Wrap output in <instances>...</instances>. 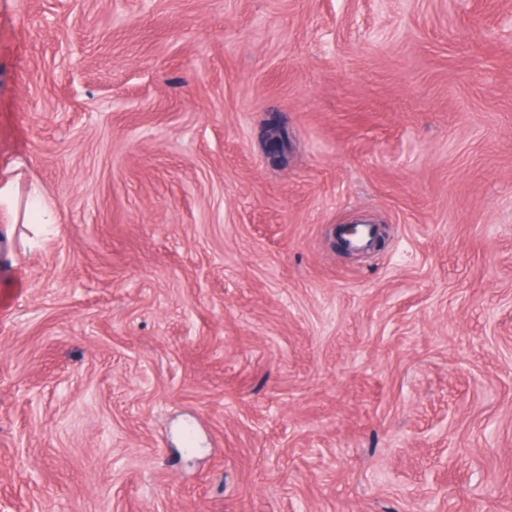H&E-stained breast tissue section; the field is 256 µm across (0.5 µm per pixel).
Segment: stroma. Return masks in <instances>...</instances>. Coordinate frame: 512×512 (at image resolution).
<instances>
[{"mask_svg": "<svg viewBox=\"0 0 512 512\" xmlns=\"http://www.w3.org/2000/svg\"><path fill=\"white\" fill-rule=\"evenodd\" d=\"M510 24L0 0V512H512ZM24 221L26 224L40 226L57 224L54 207L47 203L36 189H33L25 200Z\"/></svg>", "mask_w": 512, "mask_h": 512, "instance_id": "stroma-1", "label": "stroma"}]
</instances>
